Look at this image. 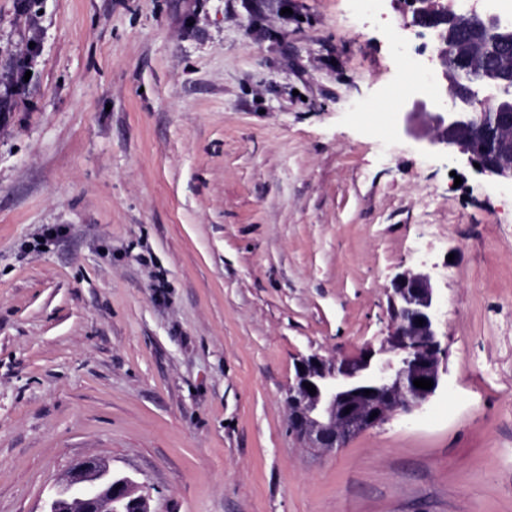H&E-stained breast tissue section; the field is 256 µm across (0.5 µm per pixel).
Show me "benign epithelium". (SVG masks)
Instances as JSON below:
<instances>
[{"label": "benign epithelium", "instance_id": "7a95c632", "mask_svg": "<svg viewBox=\"0 0 512 512\" xmlns=\"http://www.w3.org/2000/svg\"><path fill=\"white\" fill-rule=\"evenodd\" d=\"M400 9L412 11V25L437 41L441 77L449 87L443 97L422 86L411 92L415 105L433 109L435 134L426 147L477 163L480 174L512 181V77L499 71L500 59L512 56V38H506L512 22L496 13L460 14L461 37L450 45L443 30L446 11L434 0H401ZM387 297L390 325L379 344L369 343L354 356L313 352L297 360L287 395L288 430L306 447L332 452L395 415L420 409L438 390L448 348L441 340L434 275L406 270L393 279ZM420 378L432 380V388L414 386ZM147 501L130 477L116 476L103 459L86 456L61 478L41 512H114L117 504L149 512Z\"/></svg>", "mask_w": 512, "mask_h": 512}]
</instances>
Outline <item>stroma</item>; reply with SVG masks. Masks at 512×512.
Masks as SVG:
<instances>
[{
	"label": "stroma",
	"instance_id": "1",
	"mask_svg": "<svg viewBox=\"0 0 512 512\" xmlns=\"http://www.w3.org/2000/svg\"><path fill=\"white\" fill-rule=\"evenodd\" d=\"M394 0H0V512L79 458L152 512H512V183L425 149ZM438 286L421 409L322 454L301 356Z\"/></svg>",
	"mask_w": 512,
	"mask_h": 512
}]
</instances>
